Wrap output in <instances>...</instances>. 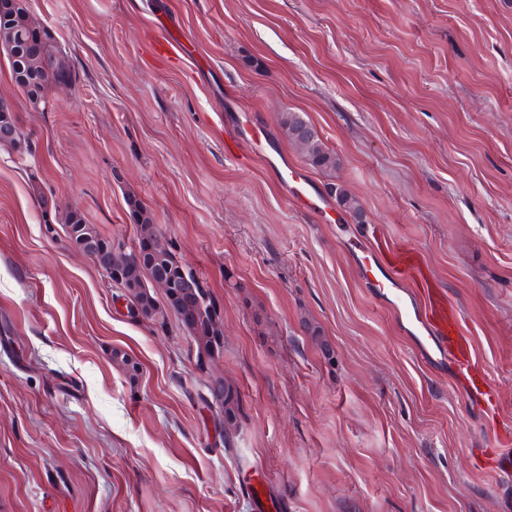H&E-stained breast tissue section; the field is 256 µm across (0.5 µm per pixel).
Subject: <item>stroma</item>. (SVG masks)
<instances>
[{"label":"stroma","mask_w":512,"mask_h":512,"mask_svg":"<svg viewBox=\"0 0 512 512\" xmlns=\"http://www.w3.org/2000/svg\"><path fill=\"white\" fill-rule=\"evenodd\" d=\"M77 75L0 147V512H512V0H30ZM182 60L158 54L160 27ZM298 112L341 160L309 168ZM238 141L234 153L225 143ZM306 172L328 218L291 200ZM345 186L356 218L335 203ZM216 299L211 373L138 317L44 209L133 247L129 198ZM418 253L498 393L485 418L383 301L376 243ZM320 326V349L303 321ZM137 373H127L125 361ZM238 387L225 450L202 396ZM207 389L212 400L215 398L216 400L218 399L221 401L224 413H232L237 419L235 431L229 432L225 430L224 433V428L230 430L232 428V424L235 423V420L230 419L224 421V413H221L222 423L220 427L224 433V448L225 450L232 449V446L234 445V438L239 427L240 420L243 416L241 394L234 384L220 378L215 379L214 381L210 380L207 385Z\"/></svg>","instance_id":"1"}]
</instances>
